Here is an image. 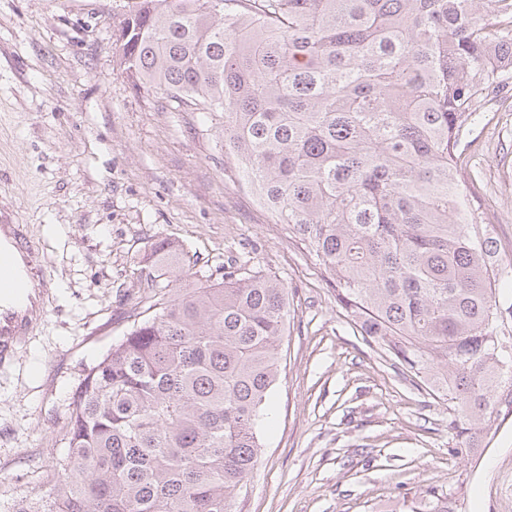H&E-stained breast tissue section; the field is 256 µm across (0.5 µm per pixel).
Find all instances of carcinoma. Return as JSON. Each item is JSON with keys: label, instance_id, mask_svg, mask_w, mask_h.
<instances>
[{"label": "carcinoma", "instance_id": "obj_1", "mask_svg": "<svg viewBox=\"0 0 512 512\" xmlns=\"http://www.w3.org/2000/svg\"><path fill=\"white\" fill-rule=\"evenodd\" d=\"M138 89L224 119V171L318 257L359 333L453 405L461 439L512 404V339L457 176L459 134L512 79V0H138ZM141 287L190 271L152 245ZM84 376L48 512H233L260 448L285 284L231 264L130 313Z\"/></svg>", "mask_w": 512, "mask_h": 512}]
</instances>
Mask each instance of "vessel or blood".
Listing matches in <instances>:
<instances>
[{"instance_id":"obj_1","label":"vessel or blood","mask_w":512,"mask_h":512,"mask_svg":"<svg viewBox=\"0 0 512 512\" xmlns=\"http://www.w3.org/2000/svg\"><path fill=\"white\" fill-rule=\"evenodd\" d=\"M50 274L42 265L25 225L0 219V365L45 313Z\"/></svg>"}]
</instances>
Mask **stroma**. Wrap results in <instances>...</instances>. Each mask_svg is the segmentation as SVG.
<instances>
[{"instance_id": "stroma-1", "label": "stroma", "mask_w": 512, "mask_h": 512, "mask_svg": "<svg viewBox=\"0 0 512 512\" xmlns=\"http://www.w3.org/2000/svg\"><path fill=\"white\" fill-rule=\"evenodd\" d=\"M136 0H0V207L54 278L47 315L0 368V512H44L65 413L89 368L148 300L151 246H183L196 288L227 263L288 291L264 446L234 512H512V409L460 443L429 395L336 303L315 257L224 172L221 126L135 88L114 34ZM459 177L512 276V83L460 133Z\"/></svg>"}]
</instances>
